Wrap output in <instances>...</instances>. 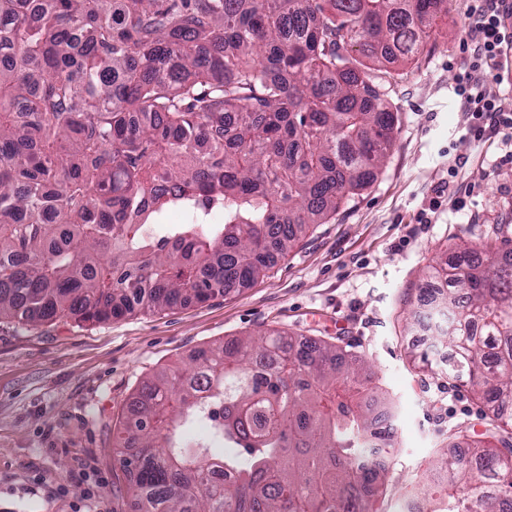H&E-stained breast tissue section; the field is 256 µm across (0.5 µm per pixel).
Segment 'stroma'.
Instances as JSON below:
<instances>
[{
  "label": "stroma",
  "instance_id": "stroma-1",
  "mask_svg": "<svg viewBox=\"0 0 512 512\" xmlns=\"http://www.w3.org/2000/svg\"><path fill=\"white\" fill-rule=\"evenodd\" d=\"M476 0H444L435 46L384 60L395 142L373 182L314 225L267 275L224 295L101 322L0 320V512H137L113 446L141 382L188 368L198 351L278 329L339 341L374 365L394 403V448L378 512L426 496L429 462L465 431L481 438L486 409L471 388L421 370L432 346L415 321L421 274L460 241L512 239V165L491 131L476 134L454 93Z\"/></svg>",
  "mask_w": 512,
  "mask_h": 512
}]
</instances>
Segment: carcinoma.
I'll use <instances>...</instances> for the list:
<instances>
[{"mask_svg":"<svg viewBox=\"0 0 512 512\" xmlns=\"http://www.w3.org/2000/svg\"><path fill=\"white\" fill-rule=\"evenodd\" d=\"M438 2L0 0V318L102 321L266 276L374 180L397 117L366 62L421 55ZM439 279L457 288L434 345L493 447H471L475 470L432 460L427 512H512V249H459ZM373 378L280 333L159 372L116 437L139 512H376L387 469L362 463L363 437L395 434ZM213 406L223 421L189 440Z\"/></svg>","mask_w":512,"mask_h":512,"instance_id":"cac0c4a2","label":"carcinoma"}]
</instances>
